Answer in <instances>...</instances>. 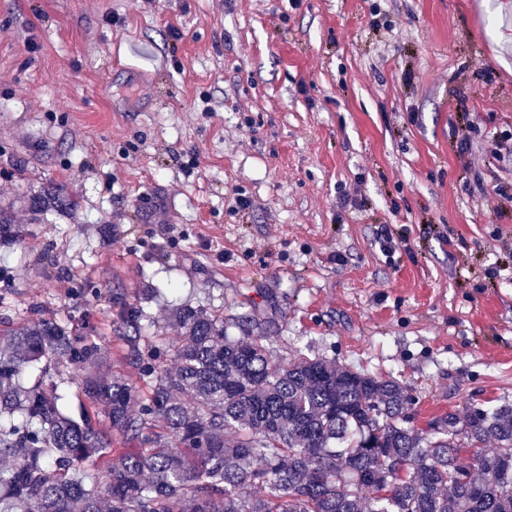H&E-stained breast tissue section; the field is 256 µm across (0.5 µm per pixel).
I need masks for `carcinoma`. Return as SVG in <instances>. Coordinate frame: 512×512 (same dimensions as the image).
I'll use <instances>...</instances> for the list:
<instances>
[{
    "label": "carcinoma",
    "instance_id": "cac0c4a2",
    "mask_svg": "<svg viewBox=\"0 0 512 512\" xmlns=\"http://www.w3.org/2000/svg\"><path fill=\"white\" fill-rule=\"evenodd\" d=\"M75 207L57 186L31 199L36 214ZM22 239L0 207V245ZM175 317L169 348L148 339L139 302L121 303L116 332L146 396L101 370L86 321L0 334V512H512V403L420 431L394 379L319 356L274 366L265 336L228 335L222 313L185 304ZM65 368L110 429L70 414ZM113 431L129 447H112ZM90 465L106 486L85 481Z\"/></svg>",
    "mask_w": 512,
    "mask_h": 512
}]
</instances>
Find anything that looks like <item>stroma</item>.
I'll return each mask as SVG.
<instances>
[{
    "label": "stroma",
    "mask_w": 512,
    "mask_h": 512,
    "mask_svg": "<svg viewBox=\"0 0 512 512\" xmlns=\"http://www.w3.org/2000/svg\"><path fill=\"white\" fill-rule=\"evenodd\" d=\"M510 130L512 49L480 0H0V199L26 227L0 328L91 315L128 376L120 302L169 345L200 304L232 336L263 323L272 363L399 381L421 429L512 401ZM50 183L76 211L32 214Z\"/></svg>",
    "instance_id": "stroma-1"
}]
</instances>
